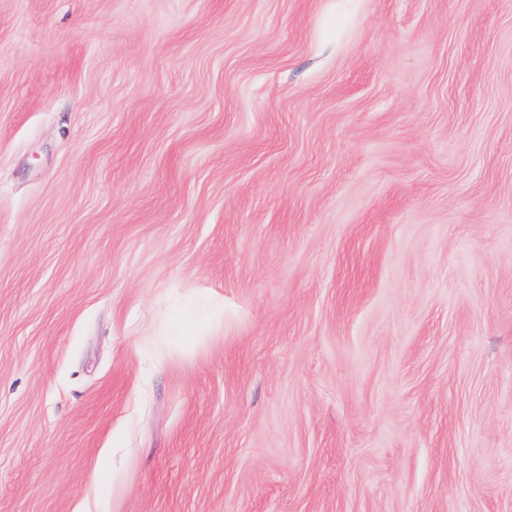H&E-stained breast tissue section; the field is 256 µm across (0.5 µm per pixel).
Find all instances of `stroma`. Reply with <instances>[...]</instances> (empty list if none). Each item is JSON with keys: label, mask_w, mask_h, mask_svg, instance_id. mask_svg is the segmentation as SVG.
<instances>
[{"label": "stroma", "mask_w": 512, "mask_h": 512, "mask_svg": "<svg viewBox=\"0 0 512 512\" xmlns=\"http://www.w3.org/2000/svg\"><path fill=\"white\" fill-rule=\"evenodd\" d=\"M0 512H512V0H0Z\"/></svg>", "instance_id": "stroma-1"}]
</instances>
